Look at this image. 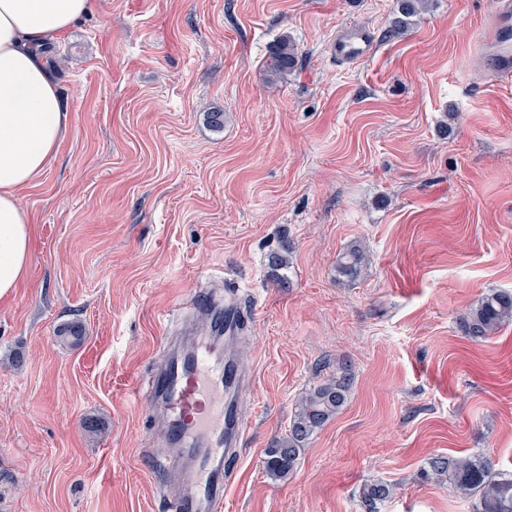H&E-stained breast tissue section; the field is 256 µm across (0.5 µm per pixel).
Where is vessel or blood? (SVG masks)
Here are the masks:
<instances>
[{
  "label": "vessel or blood",
  "instance_id": "1",
  "mask_svg": "<svg viewBox=\"0 0 512 512\" xmlns=\"http://www.w3.org/2000/svg\"><path fill=\"white\" fill-rule=\"evenodd\" d=\"M374 50L372 36L359 27L346 28L332 44L345 65L368 59ZM489 59L498 76L511 82L512 0H505L494 20ZM188 305L208 321L210 333L169 355L152 380L147 409L180 466L183 490L171 512H223L229 467L243 436L238 404L247 378L232 354L243 314L205 291L194 292Z\"/></svg>",
  "mask_w": 512,
  "mask_h": 512
}]
</instances>
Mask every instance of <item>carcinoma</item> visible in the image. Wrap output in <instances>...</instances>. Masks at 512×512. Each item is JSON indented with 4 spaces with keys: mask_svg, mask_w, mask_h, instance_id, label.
<instances>
[{
    "mask_svg": "<svg viewBox=\"0 0 512 512\" xmlns=\"http://www.w3.org/2000/svg\"><path fill=\"white\" fill-rule=\"evenodd\" d=\"M425 7V0H399L398 12L392 21L393 32L406 31ZM297 55L294 42L286 35L280 37L266 62L268 80L273 82L294 71ZM288 254L286 243L270 252L267 266L272 274L288 268ZM364 264V248L356 243L338 256L336 269L339 275L353 281L360 276ZM511 321L512 293L493 291L479 299L461 318V328L464 336L482 342L500 325ZM352 380L351 369L343 366L299 398L288 434L264 451L263 468L268 476L284 480L293 473L309 439L346 403ZM421 478L446 483L458 498L475 500L474 512H512V471H493L481 453L435 454L427 459ZM393 493V484L369 481L360 488V504L365 512H377V505L391 498Z\"/></svg>",
    "mask_w": 512,
    "mask_h": 512,
    "instance_id": "cac0c4a2",
    "label": "carcinoma"
}]
</instances>
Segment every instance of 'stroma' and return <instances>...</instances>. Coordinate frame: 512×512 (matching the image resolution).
<instances>
[{"instance_id":"1","label":"stroma","mask_w":512,"mask_h":512,"mask_svg":"<svg viewBox=\"0 0 512 512\" xmlns=\"http://www.w3.org/2000/svg\"><path fill=\"white\" fill-rule=\"evenodd\" d=\"M499 7L430 0L396 34L398 0H93L44 51L70 126L18 192L35 232L0 302V512H167L142 397L165 326L202 323L184 299L228 284L251 383L224 512H362L369 480L395 486L378 512H470L420 478L427 458L512 470V323L480 343L460 327L512 291V84L485 48ZM349 26L376 45L356 66L329 50ZM283 35L298 64L271 84ZM355 242L367 266L340 280ZM285 243L281 283L266 256ZM344 364V407L269 478L265 448Z\"/></svg>"}]
</instances>
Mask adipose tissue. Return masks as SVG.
Masks as SVG:
<instances>
[{"label":"adipose tissue","instance_id":"1","mask_svg":"<svg viewBox=\"0 0 512 512\" xmlns=\"http://www.w3.org/2000/svg\"><path fill=\"white\" fill-rule=\"evenodd\" d=\"M91 0H0V301L29 272L31 220L18 198L50 167L70 115L41 54Z\"/></svg>","mask_w":512,"mask_h":512}]
</instances>
